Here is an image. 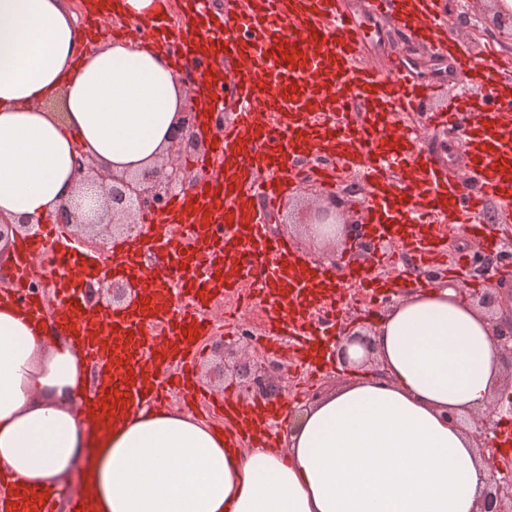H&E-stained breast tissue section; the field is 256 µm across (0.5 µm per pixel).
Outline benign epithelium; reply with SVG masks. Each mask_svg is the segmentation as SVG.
<instances>
[{
    "instance_id": "benign-epithelium-1",
    "label": "benign epithelium",
    "mask_w": 512,
    "mask_h": 512,
    "mask_svg": "<svg viewBox=\"0 0 512 512\" xmlns=\"http://www.w3.org/2000/svg\"><path fill=\"white\" fill-rule=\"evenodd\" d=\"M494 25L512 30V10L503 0H493ZM195 120L190 113H182L179 129L175 132L168 157L155 166L136 169L102 178L95 174V164L83 152L76 156L75 168L83 174L77 194L61 203L54 213V222L68 224L77 230V243L105 255V236L112 229H119L126 237L135 241L148 238L144 227L135 217L143 211L162 213L168 199L185 191L195 181L203 178L183 168L173 155L185 150H197L203 146L195 132ZM343 220L336 209L324 207L308 215L306 224L310 236L316 239H334L336 229ZM37 224H19L0 213V242L12 237H31L38 233ZM89 304L97 306L104 296L111 297L112 304L122 305L129 301L130 289L117 286L108 277L86 288ZM477 306L491 311L489 316L493 343L507 357L512 367V297L508 302L499 299L498 292H488L480 297ZM371 336L368 333H353L338 345L337 355L348 363L347 348L357 344L370 351ZM281 364L272 358L258 360L255 371L243 375L246 391L262 399H274L282 394ZM483 459L490 471L483 489L478 512H512V464L501 461L498 448L493 441L476 440Z\"/></svg>"
}]
</instances>
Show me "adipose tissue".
Returning a JSON list of instances; mask_svg holds the SVG:
<instances>
[{
	"label": "adipose tissue",
	"mask_w": 512,
	"mask_h": 512,
	"mask_svg": "<svg viewBox=\"0 0 512 512\" xmlns=\"http://www.w3.org/2000/svg\"><path fill=\"white\" fill-rule=\"evenodd\" d=\"M84 33L67 0H0V211L46 223L80 177L76 149L105 171L156 164L185 94L162 48ZM54 98L61 115L43 110ZM386 371L307 407L284 448H235L214 426L143 409L99 429L85 363L0 302V467L31 494L94 451L80 488L91 512H475L488 468L449 412L501 392L485 316L445 285L380 319Z\"/></svg>",
	"instance_id": "ef3b65f1"
}]
</instances>
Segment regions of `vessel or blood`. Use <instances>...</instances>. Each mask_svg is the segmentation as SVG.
Returning a JSON list of instances; mask_svg holds the SVG:
<instances>
[{
	"label": "vessel or blood",
	"mask_w": 512,
	"mask_h": 512,
	"mask_svg": "<svg viewBox=\"0 0 512 512\" xmlns=\"http://www.w3.org/2000/svg\"><path fill=\"white\" fill-rule=\"evenodd\" d=\"M151 22L157 41L172 56L175 70L232 56L239 75V102L214 153L220 179L194 184L170 200L162 217L163 245L180 273L173 287L156 283L155 270L141 266L139 249L117 243L112 275L133 282L138 301L95 315L80 302L95 265L90 256L47 243L63 240L58 225L24 240L16 252L32 275L45 266L60 269L53 283L57 307L47 313L42 295L15 283L16 305L33 323L51 318L55 330L71 337L97 372L98 390L116 392V403L135 411L146 402L159 407L181 397L209 414L238 417L234 403L214 402L199 393L193 368L213 330L209 312L217 300L250 287L259 294L264 336L278 348H306L321 316L332 313L317 295L325 269L302 265L287 243L273 239L261 215L288 191V170L305 155L332 157L323 177L336 181L339 168L356 173L369 187L368 231L382 245L406 239L420 267L445 255L442 225L463 226L480 247L495 250L502 223L512 221V95L493 82L496 61L460 48L438 16V0H369L403 38L431 45L447 56L459 76L458 91L444 110L430 113L435 126L466 109L480 120L463 135L469 166L479 175L477 192L452 178L420 145L403 112L425 110L440 87L421 81L406 63L383 76L365 59L367 34L344 0H224L219 22L202 24L205 0H183L185 26L199 27L195 43L168 37V0H158ZM498 205L495 223L474 221L487 203ZM196 228L184 237L182 224ZM155 338L145 339V329Z\"/></svg>",
	"instance_id": "obj_1"
}]
</instances>
